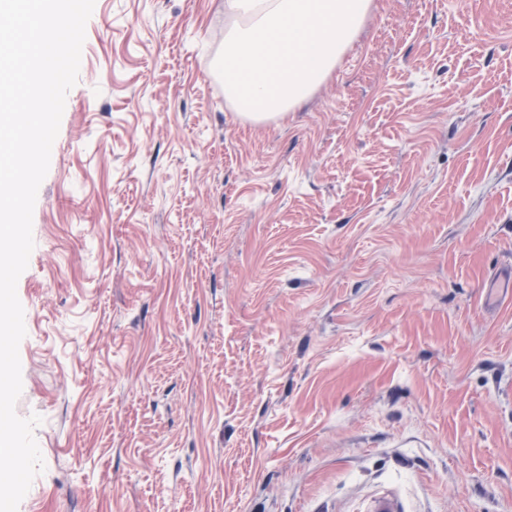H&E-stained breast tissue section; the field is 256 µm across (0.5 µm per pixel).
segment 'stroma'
<instances>
[{"instance_id":"stroma-1","label":"stroma","mask_w":512,"mask_h":512,"mask_svg":"<svg viewBox=\"0 0 512 512\" xmlns=\"http://www.w3.org/2000/svg\"><path fill=\"white\" fill-rule=\"evenodd\" d=\"M224 0H95L17 282L18 512H512V0H374L300 107Z\"/></svg>"}]
</instances>
